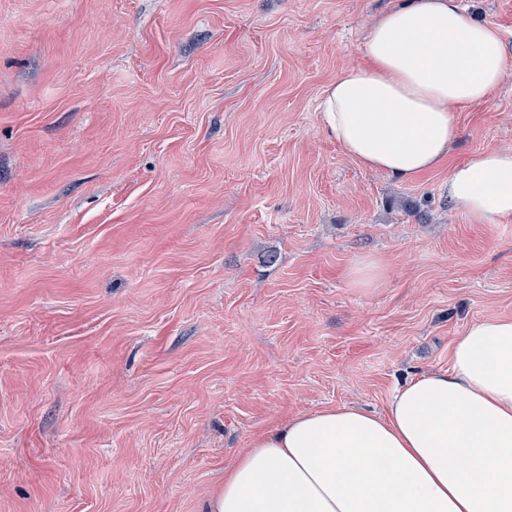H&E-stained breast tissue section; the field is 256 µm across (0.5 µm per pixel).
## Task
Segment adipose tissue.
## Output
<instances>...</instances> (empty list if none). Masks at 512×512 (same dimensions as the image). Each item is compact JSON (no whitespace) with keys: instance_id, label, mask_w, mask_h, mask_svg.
Segmentation results:
<instances>
[{"instance_id":"1","label":"adipose tissue","mask_w":512,"mask_h":512,"mask_svg":"<svg viewBox=\"0 0 512 512\" xmlns=\"http://www.w3.org/2000/svg\"><path fill=\"white\" fill-rule=\"evenodd\" d=\"M364 63L324 90L328 133L360 166L411 182L460 136L457 114L507 69L500 29L462 0H407L368 28ZM473 220L512 215V149L448 175ZM205 512H512V319L478 320L450 366L392 396L385 413L328 405L254 435Z\"/></svg>"}]
</instances>
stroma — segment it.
<instances>
[{"label":"stroma","mask_w":512,"mask_h":512,"mask_svg":"<svg viewBox=\"0 0 512 512\" xmlns=\"http://www.w3.org/2000/svg\"><path fill=\"white\" fill-rule=\"evenodd\" d=\"M398 2L0 0V512H200L254 434L385 412L512 318V215L447 194L512 149V0H464L509 68L441 166L403 183L324 130Z\"/></svg>","instance_id":"1"}]
</instances>
